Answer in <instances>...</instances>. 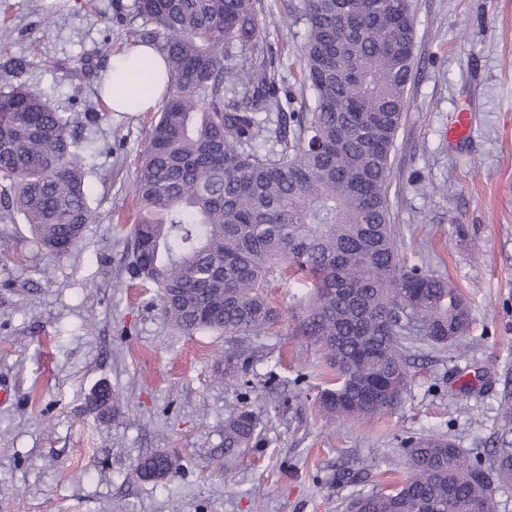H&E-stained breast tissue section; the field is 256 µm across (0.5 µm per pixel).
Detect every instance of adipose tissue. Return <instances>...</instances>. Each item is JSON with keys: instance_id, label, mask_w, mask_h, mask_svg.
Segmentation results:
<instances>
[{"instance_id": "adipose-tissue-1", "label": "adipose tissue", "mask_w": 512, "mask_h": 512, "mask_svg": "<svg viewBox=\"0 0 512 512\" xmlns=\"http://www.w3.org/2000/svg\"><path fill=\"white\" fill-rule=\"evenodd\" d=\"M166 84L162 58L151 46L138 44L112 58L103 80L104 98L118 112H144L157 104Z\"/></svg>"}]
</instances>
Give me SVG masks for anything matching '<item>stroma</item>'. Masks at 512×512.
<instances>
[{
  "instance_id": "1",
  "label": "stroma",
  "mask_w": 512,
  "mask_h": 512,
  "mask_svg": "<svg viewBox=\"0 0 512 512\" xmlns=\"http://www.w3.org/2000/svg\"><path fill=\"white\" fill-rule=\"evenodd\" d=\"M132 2L0 0V85L25 84L69 117L96 215L75 256L55 258L20 213L0 209V512H253L257 501L264 512H344L401 477V440L427 432L491 467L512 427V0H409L416 76L391 156V221L402 256L457 285L472 323L441 351L414 342L401 402L342 426L318 411L334 372L295 319L252 337L245 381L227 387L215 375L236 362V340L174 329L155 289L130 275L129 194L153 114L109 111L99 87L136 39ZM289 2L261 0L253 63L275 61L298 109ZM91 105L102 121L85 119ZM462 110L470 130L449 137ZM101 383L120 395L104 419L86 404ZM245 407L263 440L227 474L224 421ZM154 452L178 469L138 479Z\"/></svg>"
}]
</instances>
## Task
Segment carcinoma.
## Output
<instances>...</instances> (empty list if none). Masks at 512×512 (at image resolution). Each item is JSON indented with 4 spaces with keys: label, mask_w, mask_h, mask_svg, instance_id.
Returning <instances> with one entry per match:
<instances>
[{
    "label": "carcinoma",
    "mask_w": 512,
    "mask_h": 512,
    "mask_svg": "<svg viewBox=\"0 0 512 512\" xmlns=\"http://www.w3.org/2000/svg\"><path fill=\"white\" fill-rule=\"evenodd\" d=\"M257 0H133L139 42L168 67V94L151 126L134 184L130 228L135 275L160 291L178 329L245 340L288 317L270 280L305 276L299 334L324 350L336 374L318 411L363 422L402 400L408 351L466 334L458 288L400 258L390 224L389 171L414 79L415 22L407 0H296L305 61V109L284 111L272 68H256ZM278 111L269 128L262 112ZM70 121L21 83L0 85V182L41 248L74 255L95 222L81 146ZM118 394L89 397L106 413ZM250 410L224 421V470L259 443ZM405 477L355 498L350 512H493L488 472L447 436L404 442ZM498 470L512 473L502 435ZM168 454L135 473H169Z\"/></svg>",
    "instance_id": "obj_1"
}]
</instances>
